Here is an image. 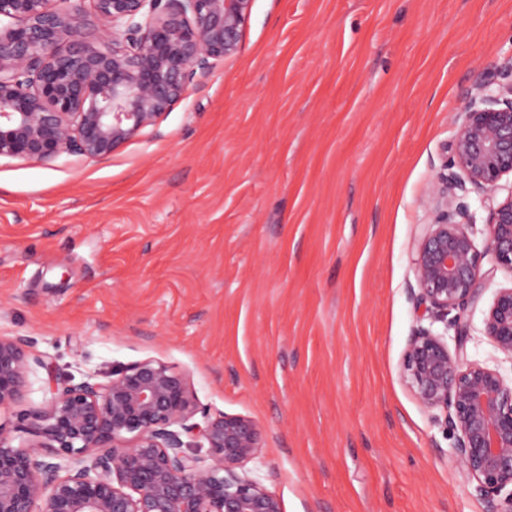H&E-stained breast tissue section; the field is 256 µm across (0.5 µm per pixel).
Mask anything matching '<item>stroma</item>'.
Here are the masks:
<instances>
[{
    "instance_id": "obj_1",
    "label": "stroma",
    "mask_w": 512,
    "mask_h": 512,
    "mask_svg": "<svg viewBox=\"0 0 512 512\" xmlns=\"http://www.w3.org/2000/svg\"><path fill=\"white\" fill-rule=\"evenodd\" d=\"M512 0H254L236 56L106 159H0V336L59 380L155 359L265 432L283 512H485L404 384L421 201ZM464 357L512 273L483 262Z\"/></svg>"
}]
</instances>
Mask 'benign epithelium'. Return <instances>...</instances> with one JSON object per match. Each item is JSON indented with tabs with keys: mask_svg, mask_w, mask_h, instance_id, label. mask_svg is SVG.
Returning <instances> with one entry per match:
<instances>
[{
	"mask_svg": "<svg viewBox=\"0 0 512 512\" xmlns=\"http://www.w3.org/2000/svg\"><path fill=\"white\" fill-rule=\"evenodd\" d=\"M54 2L0 0V158L111 156L238 53L253 0ZM445 167L425 198L434 219L414 262L417 301L445 331L418 326L402 374L423 406L444 413L449 455L486 512H512V490L501 497L512 487V381L464 359L462 322L482 259L512 272V195L490 207L481 250L467 201L470 189L512 177V82L491 77L468 94ZM483 333L512 356V287L497 292ZM26 346L0 336V410L47 373L42 405L15 425L34 440L15 447L0 426V512H283L244 471L261 454L259 424L201 408L186 375L148 358L105 383H61Z\"/></svg>",
	"mask_w": 512,
	"mask_h": 512,
	"instance_id": "obj_1",
	"label": "benign epithelium"
}]
</instances>
